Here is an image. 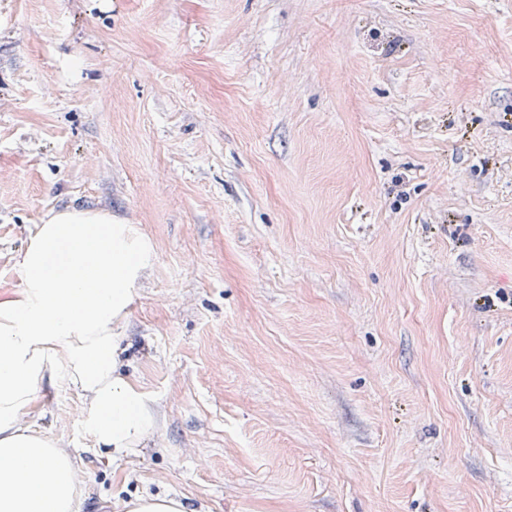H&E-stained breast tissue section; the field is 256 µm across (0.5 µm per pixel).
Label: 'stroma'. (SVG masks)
<instances>
[{"mask_svg":"<svg viewBox=\"0 0 512 512\" xmlns=\"http://www.w3.org/2000/svg\"><path fill=\"white\" fill-rule=\"evenodd\" d=\"M67 208L154 247L76 512H512V0H0V300ZM127 512H189L187 505L173 496L145 494L129 502Z\"/></svg>","mask_w":512,"mask_h":512,"instance_id":"stroma-1","label":"stroma"}]
</instances>
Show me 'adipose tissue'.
<instances>
[{"label": "adipose tissue", "instance_id": "adipose-tissue-1", "mask_svg": "<svg viewBox=\"0 0 512 512\" xmlns=\"http://www.w3.org/2000/svg\"><path fill=\"white\" fill-rule=\"evenodd\" d=\"M152 245L103 211L49 212L24 251L21 293L0 301V512H74L78 471L22 420L48 375L90 397L98 445L135 453L154 424L149 398L120 376L122 323Z\"/></svg>", "mask_w": 512, "mask_h": 512}]
</instances>
